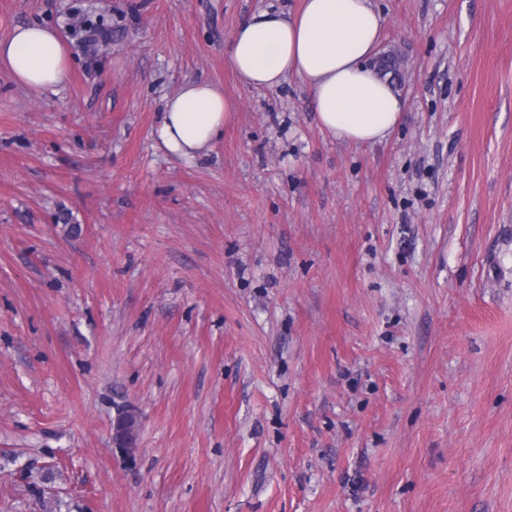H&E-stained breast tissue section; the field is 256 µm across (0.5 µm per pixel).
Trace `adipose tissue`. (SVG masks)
<instances>
[{
  "mask_svg": "<svg viewBox=\"0 0 512 512\" xmlns=\"http://www.w3.org/2000/svg\"><path fill=\"white\" fill-rule=\"evenodd\" d=\"M383 25L372 0H301L298 11L261 10L240 21L227 60L244 85L257 89L299 77L322 130L344 142L372 145L386 139L407 110L394 83L370 64ZM0 64L34 93L63 85L70 76L57 31L37 23L16 26L0 39ZM230 115L222 87L187 81L166 98L154 134L168 152L191 161L223 138Z\"/></svg>",
  "mask_w": 512,
  "mask_h": 512,
  "instance_id": "adipose-tissue-1",
  "label": "adipose tissue"
}]
</instances>
